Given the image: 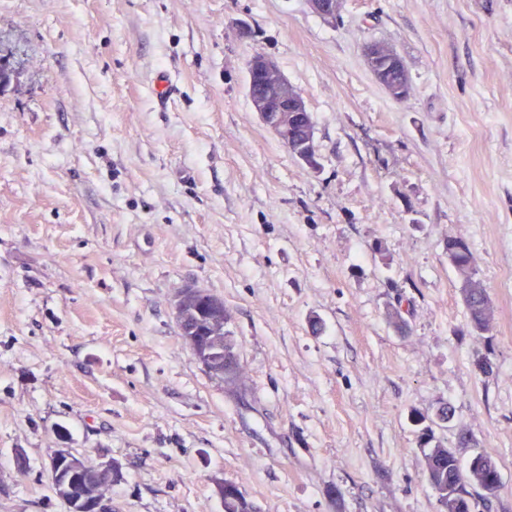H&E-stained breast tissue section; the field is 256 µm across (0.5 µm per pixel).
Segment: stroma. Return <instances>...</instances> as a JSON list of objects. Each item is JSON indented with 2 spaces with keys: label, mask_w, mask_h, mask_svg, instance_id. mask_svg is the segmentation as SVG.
Here are the masks:
<instances>
[{
  "label": "stroma",
  "mask_w": 512,
  "mask_h": 512,
  "mask_svg": "<svg viewBox=\"0 0 512 512\" xmlns=\"http://www.w3.org/2000/svg\"><path fill=\"white\" fill-rule=\"evenodd\" d=\"M0 48V512H64L58 448L119 465L115 512H224L227 482L253 512H440L410 414L444 403L435 442L512 512V0H0ZM256 55L319 168L253 111ZM186 287L223 300L235 377L180 336ZM248 96L254 112L287 146L288 150L303 164L314 167L309 155L318 158L315 132L305 100L299 90L288 81L278 66L270 59L258 55L247 65ZM289 120L304 125V141L293 144L283 135V126ZM400 59V57H399ZM376 64L374 65L373 72L375 79L381 83L387 93L395 100L404 99L408 93V89L406 91V87L403 83L389 84L386 85L384 83L394 82L396 80H408L407 72L403 65L402 60L400 59V68H393L388 62L377 59ZM409 81V80H408ZM448 261L462 277L468 324L474 332L480 334L488 328L490 307L485 288H473L482 283L469 245L462 240L449 239Z\"/></svg>",
  "instance_id": "35a3bbf8"
}]
</instances>
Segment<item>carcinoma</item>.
<instances>
[{
	"label": "carcinoma",
	"instance_id": "1",
	"mask_svg": "<svg viewBox=\"0 0 512 512\" xmlns=\"http://www.w3.org/2000/svg\"><path fill=\"white\" fill-rule=\"evenodd\" d=\"M374 77L380 83L408 79L405 67L395 68L379 59L373 68ZM448 261L462 277V291L467 310L468 324L480 334L487 330L490 319V307L486 290L479 287L476 261L469 245L458 239L448 240ZM181 310L189 314L184 321H177L180 335L193 354L204 358L211 367L224 371V375L233 377L238 369L236 356L231 342L224 336V301L211 300V294L198 288L182 292ZM423 413L411 414V422L421 427L420 440L428 480L434 489L437 501L448 512V502L464 499L470 494L467 487L479 484L484 493L477 496L481 501L495 494L500 487V476L496 464L486 459L487 466L474 471L469 481L462 478V467L454 452L440 443H433L431 427L425 424Z\"/></svg>",
	"mask_w": 512,
	"mask_h": 512
}]
</instances>
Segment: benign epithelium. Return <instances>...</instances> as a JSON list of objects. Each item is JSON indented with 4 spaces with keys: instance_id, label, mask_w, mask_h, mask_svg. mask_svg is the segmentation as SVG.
<instances>
[{
    "instance_id": "7a95c632",
    "label": "benign epithelium",
    "mask_w": 512,
    "mask_h": 512,
    "mask_svg": "<svg viewBox=\"0 0 512 512\" xmlns=\"http://www.w3.org/2000/svg\"><path fill=\"white\" fill-rule=\"evenodd\" d=\"M313 11L327 21L336 20L337 0H308ZM365 60L384 57L398 63L396 52L385 44H371L364 49ZM248 96L254 112L287 146L288 150L303 164L310 163V155L318 154L312 121L308 119L309 111L299 90L288 81L278 66L270 59L258 55L247 65ZM304 125V141L293 144L283 135V126L289 122ZM86 473L97 484L105 476H112L117 466L96 463L70 448H57L49 459L51 476L64 467ZM85 512H112V500L103 489L91 498H83Z\"/></svg>"
}]
</instances>
